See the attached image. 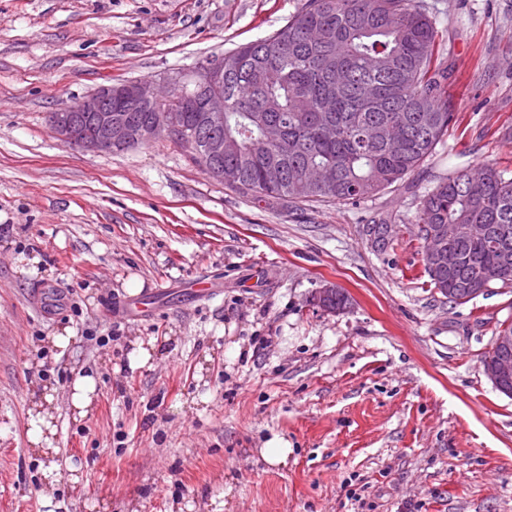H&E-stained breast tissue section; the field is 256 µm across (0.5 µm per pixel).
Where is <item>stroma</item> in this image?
Returning <instances> with one entry per match:
<instances>
[{
	"instance_id": "obj_1",
	"label": "stroma",
	"mask_w": 512,
	"mask_h": 512,
	"mask_svg": "<svg viewBox=\"0 0 512 512\" xmlns=\"http://www.w3.org/2000/svg\"><path fill=\"white\" fill-rule=\"evenodd\" d=\"M302 2L0 0V512H512V397L483 372L512 288L448 303L415 221L456 169L512 177V0H423L454 119L356 205L259 200L173 141L93 153L50 125L105 80L191 71ZM327 285L344 311L313 303ZM64 330L69 348L47 344ZM137 338L156 349L133 371ZM80 371L97 402L77 421ZM46 385L52 493L28 434ZM275 437L286 464L260 454ZM336 290L334 297L331 300V306L336 308L333 310L330 307H327L326 304L328 299L331 297L332 293ZM315 302L319 305L324 311L329 313H336V311L343 310L349 304L348 296L340 289L334 286H326L324 288L319 289L314 297Z\"/></svg>"
}]
</instances>
